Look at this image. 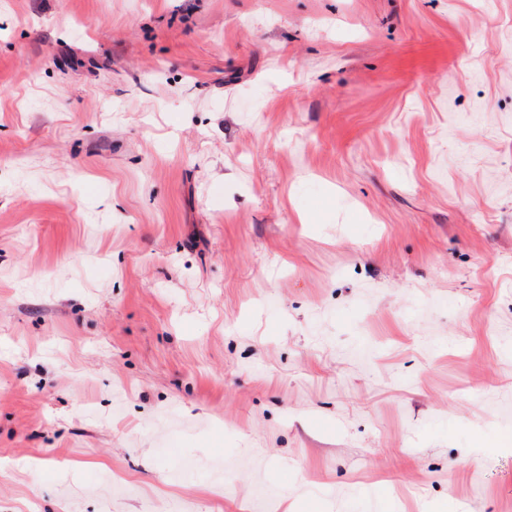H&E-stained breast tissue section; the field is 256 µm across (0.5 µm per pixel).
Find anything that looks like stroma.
<instances>
[{"instance_id":"obj_1","label":"stroma","mask_w":512,"mask_h":512,"mask_svg":"<svg viewBox=\"0 0 512 512\" xmlns=\"http://www.w3.org/2000/svg\"><path fill=\"white\" fill-rule=\"evenodd\" d=\"M0 512H512V0H0Z\"/></svg>"}]
</instances>
